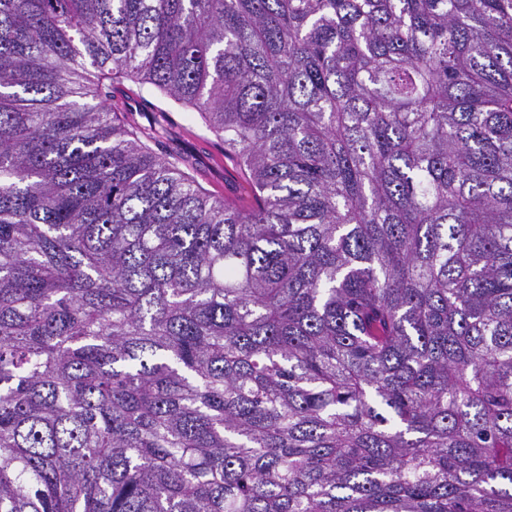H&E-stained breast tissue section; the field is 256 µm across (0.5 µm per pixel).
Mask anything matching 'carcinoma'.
I'll list each match as a JSON object with an SVG mask.
<instances>
[{"label":"carcinoma","mask_w":512,"mask_h":512,"mask_svg":"<svg viewBox=\"0 0 512 512\" xmlns=\"http://www.w3.org/2000/svg\"><path fill=\"white\" fill-rule=\"evenodd\" d=\"M0 512H512V0H0ZM120 87L127 97L121 98L129 111V119L138 127L161 123L167 133L151 148L159 154L179 152L194 164L196 181L214 196L226 201L249 205L251 187L235 159L224 158V145L210 133L201 119L190 109L174 106L149 85L124 79ZM157 107L167 112H156Z\"/></svg>","instance_id":"1"}]
</instances>
